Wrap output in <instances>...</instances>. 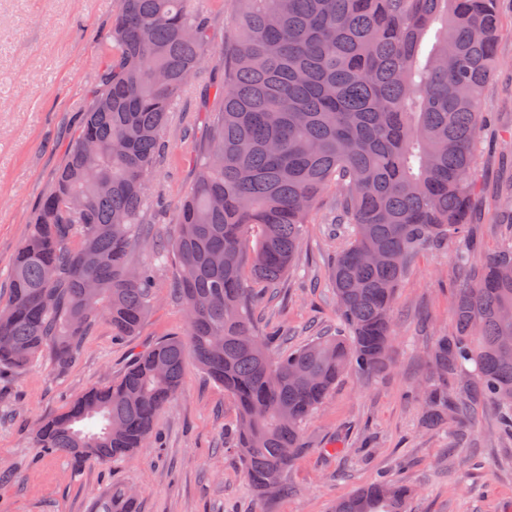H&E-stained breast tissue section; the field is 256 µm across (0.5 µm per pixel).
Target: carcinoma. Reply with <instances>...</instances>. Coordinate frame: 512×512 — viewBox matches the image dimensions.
Wrapping results in <instances>:
<instances>
[{"label":"carcinoma","instance_id":"obj_1","mask_svg":"<svg viewBox=\"0 0 512 512\" xmlns=\"http://www.w3.org/2000/svg\"><path fill=\"white\" fill-rule=\"evenodd\" d=\"M497 0H231L237 33L217 62L208 144L162 242L143 217L150 178L183 89L208 56L197 0H120L111 48L67 160L38 206L0 294V371L47 357L58 371L100 320L132 336L148 313L155 266L135 246L180 259L186 332L155 344L112 385L44 420L35 447L76 468L142 447L178 395L190 354L237 402L234 451L261 498L302 449L303 426L337 379L386 367L396 289L413 258L462 243L453 326L431 359L428 430L467 410L448 391L477 385L512 433V239L476 263L469 226L485 215L472 169L481 96L493 79ZM441 22L427 56L421 45ZM336 191L351 239L331 270L333 335L270 355L253 317L259 289L278 285L323 194ZM493 215L512 224V184ZM412 490L382 482L334 512H407ZM116 486L97 512H138Z\"/></svg>","mask_w":512,"mask_h":512}]
</instances>
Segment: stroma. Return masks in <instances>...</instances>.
I'll use <instances>...</instances> for the list:
<instances>
[{
    "label": "stroma",
    "mask_w": 512,
    "mask_h": 512,
    "mask_svg": "<svg viewBox=\"0 0 512 512\" xmlns=\"http://www.w3.org/2000/svg\"><path fill=\"white\" fill-rule=\"evenodd\" d=\"M117 0H0V286L24 242L35 208L67 155L88 94L108 50ZM503 30L498 71L482 94L487 117L475 153L485 187L502 177L500 149L512 153V0H498ZM221 71L205 62L169 116L168 148L152 177L169 203L195 180ZM334 193L303 228L296 266L272 298L255 308L262 329H280L295 349L335 331L338 312L330 267L346 245L337 231ZM455 245L426 249L395 297L396 335L376 377L344 373L306 422L304 448L287 476L289 493L261 500L233 452L238 408L223 387L186 358L179 396L156 416L142 448L110 463L72 470L68 458L41 452L38 421L62 412L89 389L120 378L160 340L182 334L185 317L172 283L179 267L168 254L156 274L154 306L135 335L113 339L99 322L73 363L56 372L40 362L0 375V512H94L115 485L139 492V512H334L337 501L387 479L413 495L408 512H512V436L499 412L478 398L448 428L421 426L429 350L452 323L453 284L463 276Z\"/></svg>",
    "instance_id": "stroma-1"
}]
</instances>
